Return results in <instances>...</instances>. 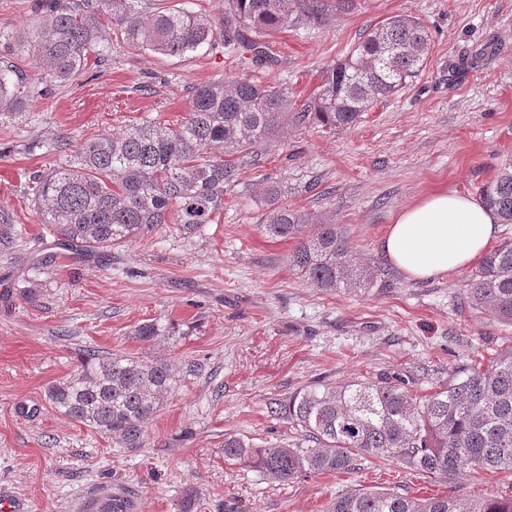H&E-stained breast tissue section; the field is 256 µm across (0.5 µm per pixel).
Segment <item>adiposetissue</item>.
<instances>
[{
    "label": "adipose tissue",
    "mask_w": 512,
    "mask_h": 512,
    "mask_svg": "<svg viewBox=\"0 0 512 512\" xmlns=\"http://www.w3.org/2000/svg\"><path fill=\"white\" fill-rule=\"evenodd\" d=\"M498 224L496 214L473 197L435 193L404 208L379 249L408 278L429 280L481 258L496 239Z\"/></svg>",
    "instance_id": "obj_1"
}]
</instances>
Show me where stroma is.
Returning <instances> with one entry per match:
<instances>
[{
  "instance_id": "1",
  "label": "stroma",
  "mask_w": 512,
  "mask_h": 512,
  "mask_svg": "<svg viewBox=\"0 0 512 512\" xmlns=\"http://www.w3.org/2000/svg\"><path fill=\"white\" fill-rule=\"evenodd\" d=\"M424 23V70L348 130L283 126L258 165L244 166L224 210L200 231L165 224L113 249L111 262L57 259L30 270L51 237L31 201L32 172L148 115L186 116L195 87L235 77L282 83L296 102L316 92L389 17ZM269 57L217 37L206 55L167 57L111 45L74 81L44 85L26 115L0 131V214L19 228L0 254V498L22 512H82L113 494L132 512H323L341 494L399 492L472 499L512 491V472L425 477L395 460L359 459L346 473L283 484L225 460L224 437L296 443L298 428L271 403L305 385L399 377L424 395L512 346V325L461 306L470 269L414 281L391 270L366 293L322 291L288 265L293 241L270 238L269 200L340 225L355 262L383 264L378 243L398 212L455 191L477 196L512 163V0H358L264 36ZM177 340L141 343L151 319ZM170 361L180 378L137 448L52 408L46 392L84 352ZM197 361L194 375L185 364Z\"/></svg>"
}]
</instances>
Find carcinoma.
<instances>
[{
	"mask_svg": "<svg viewBox=\"0 0 512 512\" xmlns=\"http://www.w3.org/2000/svg\"><path fill=\"white\" fill-rule=\"evenodd\" d=\"M111 14L117 44L129 52L169 57L212 44L216 24L184 8L161 7L142 17L139 0H100ZM227 25L266 34L300 20H315L355 0H226ZM34 24L11 36L43 61L33 81L11 58L0 57V125L21 116L38 87L66 83L108 49L98 12L86 0H33ZM428 30L417 19L396 15L369 33L321 85L295 105L286 86H261L245 78L196 88L180 122L146 117L117 136L83 144L75 154L32 177L39 221L80 256L109 259L119 246L162 224L192 233L224 210V188L282 125L316 124L333 130L355 125L380 99L389 98L424 69ZM502 224H512V165L501 168L479 193ZM265 233L294 240L288 265L323 290H371L380 266L354 268L348 238L337 224L315 220L287 206L265 216ZM465 306L512 324V240L486 254L463 288ZM146 344L176 338L172 323L154 319L135 330ZM173 365L125 352H86L77 369L48 388V402L64 416L137 448L164 396L177 385ZM282 414L300 428L302 442L256 447L230 435L224 459L267 480L288 483L306 475L348 472L363 455L391 458L421 473L445 478L470 470H512V347L487 365L425 396L405 381L384 377L343 385H307L283 402ZM324 512H512V495L470 499L417 497L395 492L341 494Z\"/></svg>",
	"mask_w": 512,
	"mask_h": 512,
	"instance_id": "cac0c4a2",
	"label": "carcinoma"
}]
</instances>
